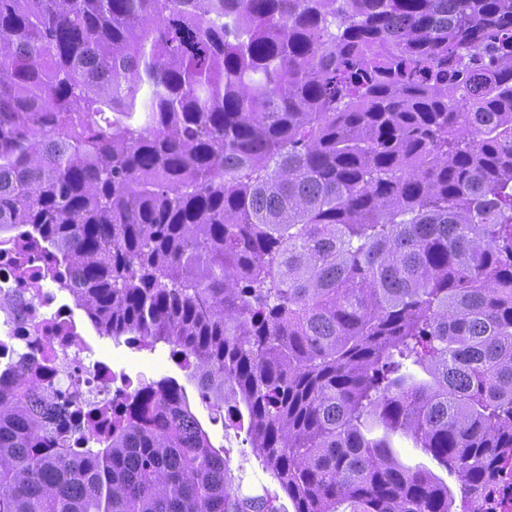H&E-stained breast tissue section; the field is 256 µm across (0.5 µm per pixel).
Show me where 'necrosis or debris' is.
Returning <instances> with one entry per match:
<instances>
[{"label": "necrosis or debris", "mask_w": 512, "mask_h": 512, "mask_svg": "<svg viewBox=\"0 0 512 512\" xmlns=\"http://www.w3.org/2000/svg\"><path fill=\"white\" fill-rule=\"evenodd\" d=\"M73 285V271L55 269L22 232L0 237V374L39 398L51 430L101 438L112 425L101 405L140 415L155 412L158 398L133 395L128 380L94 359L73 306L57 299Z\"/></svg>", "instance_id": "1"}]
</instances>
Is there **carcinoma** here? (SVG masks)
<instances>
[{"label":"carcinoma","mask_w":512,"mask_h":512,"mask_svg":"<svg viewBox=\"0 0 512 512\" xmlns=\"http://www.w3.org/2000/svg\"><path fill=\"white\" fill-rule=\"evenodd\" d=\"M20 225L98 335L196 362L294 512H496L512 0H0ZM160 399L90 443L0 386V512H253L187 393ZM402 449V459L409 465L416 464H425L429 468H431L435 473L439 474L441 477L448 481V484L453 489L455 497H456V505L459 503L460 493L458 490V484L455 482L453 478H449L445 472H442L439 468L435 466L434 463H431L429 459L421 455L414 448H401Z\"/></svg>","instance_id":"1"}]
</instances>
